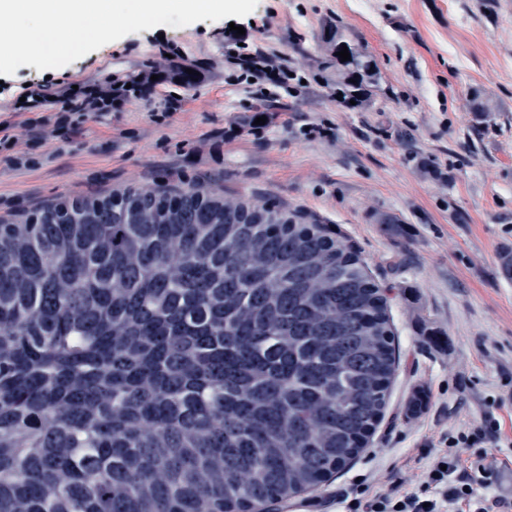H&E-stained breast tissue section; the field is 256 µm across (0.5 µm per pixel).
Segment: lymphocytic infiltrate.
I'll return each mask as SVG.
<instances>
[{
    "instance_id": "f902f5d3",
    "label": "lymphocytic infiltrate",
    "mask_w": 512,
    "mask_h": 512,
    "mask_svg": "<svg viewBox=\"0 0 512 512\" xmlns=\"http://www.w3.org/2000/svg\"><path fill=\"white\" fill-rule=\"evenodd\" d=\"M134 87L112 84L85 90L80 101L64 92L70 111L60 113L62 126L79 127L94 112L138 96ZM503 399L493 398L479 424L466 425L442 435V446L426 452L427 464L414 487L395 479L367 498L340 493L346 512H512V497L498 493L500 473L512 462V448L501 444L500 423L495 415Z\"/></svg>"
}]
</instances>
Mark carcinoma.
<instances>
[{"label":"carcinoma","mask_w":512,"mask_h":512,"mask_svg":"<svg viewBox=\"0 0 512 512\" xmlns=\"http://www.w3.org/2000/svg\"><path fill=\"white\" fill-rule=\"evenodd\" d=\"M327 41L369 104L371 54ZM397 365L387 290L325 225L196 185L59 196L0 219V512H262L368 447Z\"/></svg>","instance_id":"cac0c4a2"}]
</instances>
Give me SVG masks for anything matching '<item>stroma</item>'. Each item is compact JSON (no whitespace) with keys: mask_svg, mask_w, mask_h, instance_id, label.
<instances>
[{"mask_svg":"<svg viewBox=\"0 0 512 512\" xmlns=\"http://www.w3.org/2000/svg\"><path fill=\"white\" fill-rule=\"evenodd\" d=\"M129 34L52 73L23 65L0 80V216L56 196L185 186L285 204L345 236L394 289L400 364L373 441L323 486L278 512H341L339 491L369 490L392 468L512 394V0H258L240 18ZM340 26L375 59L370 106L336 99L319 63ZM287 82L243 81L239 46ZM198 83L157 81L143 97L75 130L56 123L58 88L86 90L169 53ZM42 86L36 111L22 108ZM269 123L254 130L255 115ZM425 386L430 404L410 418Z\"/></svg>","mask_w":512,"mask_h":512,"instance_id":"obj_1","label":"stroma"}]
</instances>
